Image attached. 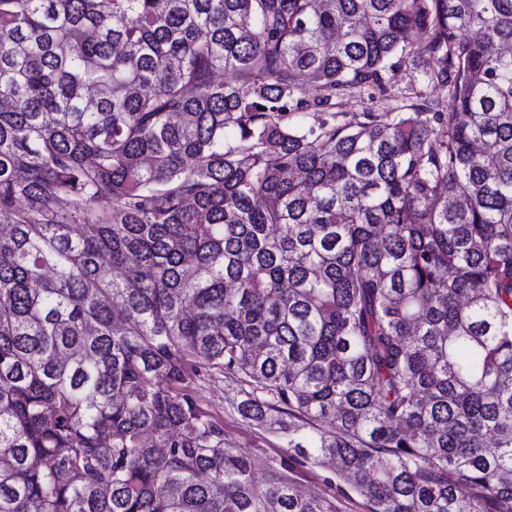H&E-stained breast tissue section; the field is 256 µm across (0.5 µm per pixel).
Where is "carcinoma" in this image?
Wrapping results in <instances>:
<instances>
[{
  "mask_svg": "<svg viewBox=\"0 0 512 512\" xmlns=\"http://www.w3.org/2000/svg\"><path fill=\"white\" fill-rule=\"evenodd\" d=\"M396 55L447 97L336 121ZM0 213V512H336L191 354L370 512H512V0H0ZM240 384L238 378L213 369L210 375L196 381L193 395L205 411L224 422L226 444L262 463L256 471L258 481L264 478L265 463L280 467L285 461L289 463L288 474L303 491L332 499L337 512H370L367 499L338 480L330 468L299 465L289 459L288 448L280 436L244 421L230 406Z\"/></svg>",
  "mask_w": 512,
  "mask_h": 512,
  "instance_id": "cac0c4a2",
  "label": "carcinoma"
}]
</instances>
